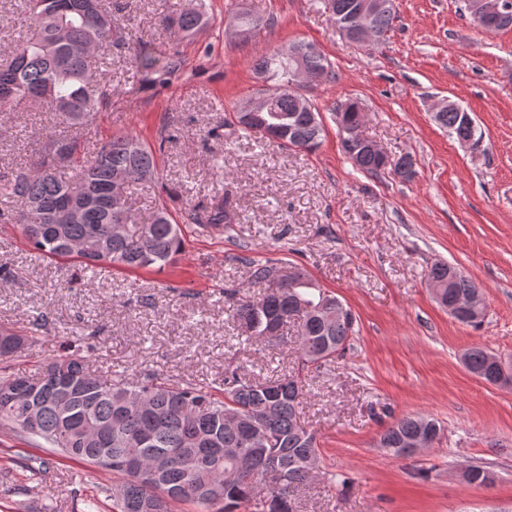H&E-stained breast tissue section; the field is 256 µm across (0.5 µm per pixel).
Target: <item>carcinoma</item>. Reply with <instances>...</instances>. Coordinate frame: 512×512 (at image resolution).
Masks as SVG:
<instances>
[{"label":"carcinoma","mask_w":512,"mask_h":512,"mask_svg":"<svg viewBox=\"0 0 512 512\" xmlns=\"http://www.w3.org/2000/svg\"><path fill=\"white\" fill-rule=\"evenodd\" d=\"M37 6V0H19L17 8L27 22L25 35L16 43L19 54L0 63V87L9 85L11 94L0 98V112L13 111L24 100H40L73 126L87 127L92 116L112 109V88L87 76L88 59L57 42V31L67 29L72 44L96 45L102 59L111 55L112 44L122 37L118 5L108 8L103 0H65L63 11L53 3ZM394 19L393 5L380 0L369 24L385 40ZM490 32L512 29V9L473 17ZM163 22L174 35L189 38L208 22L205 4L196 11L173 10ZM308 43L298 42L261 56L255 70L265 80H276L282 91L268 105L254 112H235L225 125L229 135H257L267 143L305 151L317 149L324 126L314 105L298 107L288 88L298 55L308 69L318 70L323 79L333 77L325 56L307 51ZM134 64L142 80L165 84L184 68L179 52L160 62L140 44ZM337 128L345 155L362 172L371 176L391 173L407 175L399 163L376 157L359 137L364 111L356 100H347L335 109ZM438 124L455 139H469L479 147L482 132L456 108L437 115ZM61 144L68 148L69 166L79 168L72 179L90 190L86 221L62 224L56 220L70 179L64 171L34 173L18 171L0 179V223L15 224L25 244L52 258L75 259L87 270L96 268L137 269L170 263L184 251L180 225L171 222L165 206L157 208L148 224H134L124 235L109 233L112 211L103 203V193L118 172L155 175L156 151L133 135L113 136L96 142L86 153L85 140L63 130L45 132V147ZM227 218V204L192 209L188 220L212 227ZM250 284L263 288L256 295H240V290H224L233 305L238 327L248 339L269 342L282 335L290 322L298 324L302 362L321 366L342 353L354 332L355 316L338 298L328 294L296 267L273 276L278 264L244 257ZM429 286L439 288L442 301L461 297L478 299L486 309L481 287L447 263L434 264L428 274ZM490 352L474 347L464 354L465 367L475 376L496 382L512 380V368L501 372L489 359ZM73 384L68 406L61 405L57 379ZM39 386L37 398L29 402L20 396L27 385ZM304 385L295 375L256 380L233 372L224 378V392L180 387L146 374H116L111 379L92 376L83 360L60 355L37 377L0 379V430L33 442L72 462L109 472L117 478L112 488L114 512H168L171 501L188 500L206 512H295L287 493H274L260 469L247 472L240 466L259 446L277 461L296 488L311 476L303 465L319 458L313 432L297 417ZM440 431L436 420L424 415L398 419L379 436L380 447L395 457L408 455L405 445L425 430ZM173 454L175 461L158 481L139 477L130 464L146 466L158 456ZM210 485L223 489L219 500H205L192 493L169 496L172 488Z\"/></svg>","instance_id":"obj_1"}]
</instances>
